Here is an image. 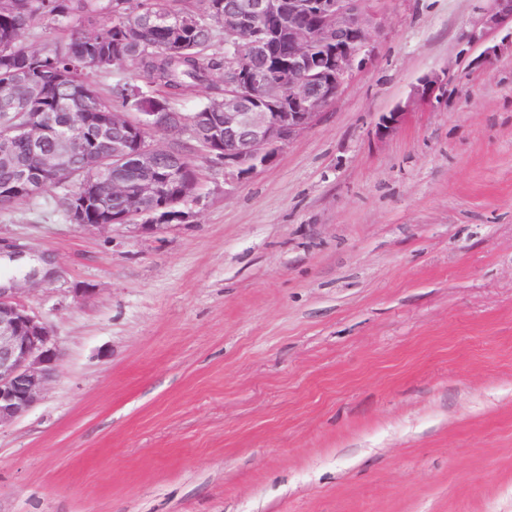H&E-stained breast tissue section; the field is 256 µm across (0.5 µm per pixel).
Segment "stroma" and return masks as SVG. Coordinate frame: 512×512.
Returning <instances> with one entry per match:
<instances>
[{"label":"stroma","mask_w":512,"mask_h":512,"mask_svg":"<svg viewBox=\"0 0 512 512\" xmlns=\"http://www.w3.org/2000/svg\"><path fill=\"white\" fill-rule=\"evenodd\" d=\"M489 0H369L372 60L269 165L200 156L180 220L0 241L58 369L0 427V512H512V55ZM447 92L379 137L428 74ZM492 6L480 18L481 35L473 31L467 35L469 42H478L488 33L495 32L508 22L512 23V0H491Z\"/></svg>","instance_id":"obj_1"}]
</instances>
